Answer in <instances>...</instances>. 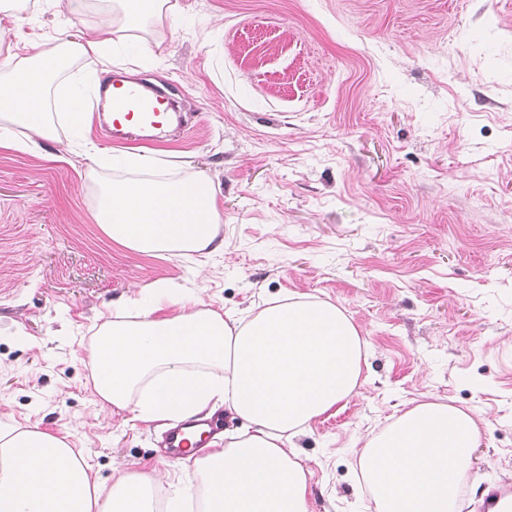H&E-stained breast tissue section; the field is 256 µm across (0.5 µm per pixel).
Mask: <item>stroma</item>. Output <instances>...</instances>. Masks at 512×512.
Listing matches in <instances>:
<instances>
[{
	"mask_svg": "<svg viewBox=\"0 0 512 512\" xmlns=\"http://www.w3.org/2000/svg\"><path fill=\"white\" fill-rule=\"evenodd\" d=\"M169 16L116 30L114 66L161 88L187 123L150 175L215 190L223 251L140 254L93 210L130 177L62 156L0 150V426L66 436L94 479L186 462L165 423L113 411L92 389L93 339L121 300L158 281L217 311L332 302L365 342L355 393L297 439L309 512H373L356 449L409 404L484 420L461 512L512 487V0H169ZM7 42L79 40L67 0L29 6ZM144 41L138 57L129 43Z\"/></svg>",
	"mask_w": 512,
	"mask_h": 512,
	"instance_id": "1",
	"label": "stroma"
}]
</instances>
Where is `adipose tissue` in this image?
I'll return each instance as SVG.
<instances>
[{
    "instance_id": "adipose-tissue-1",
    "label": "adipose tissue",
    "mask_w": 512,
    "mask_h": 512,
    "mask_svg": "<svg viewBox=\"0 0 512 512\" xmlns=\"http://www.w3.org/2000/svg\"><path fill=\"white\" fill-rule=\"evenodd\" d=\"M96 17L79 41L34 55L12 46L0 71V149L38 154L54 139L48 95L65 62L112 68L117 22L160 18L164 0H70ZM95 219L113 242L142 254L223 249L215 193L190 182L181 193L148 177L104 184ZM134 318L116 314L98 330L93 391L113 409L143 421L177 424L221 403L240 418L225 444L193 460L202 512H308L307 471L292 446L314 419L349 398L362 374L363 342L337 305L277 298L242 319L203 308L175 285L153 284L134 299ZM175 315H165V308ZM482 437L475 412L420 402L363 444L358 466L374 512H457L469 452ZM159 476L92 479L65 438L36 429L0 428V512H145Z\"/></svg>"
}]
</instances>
